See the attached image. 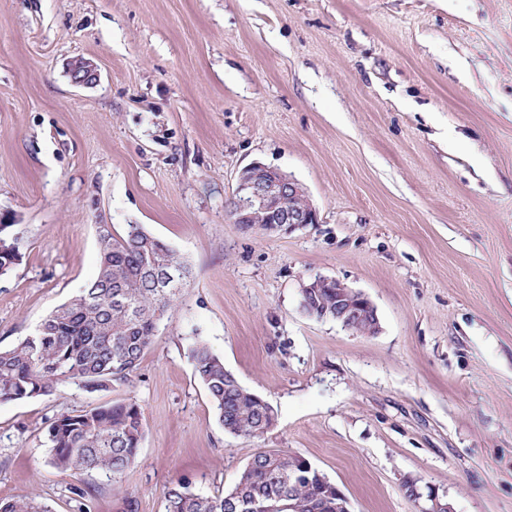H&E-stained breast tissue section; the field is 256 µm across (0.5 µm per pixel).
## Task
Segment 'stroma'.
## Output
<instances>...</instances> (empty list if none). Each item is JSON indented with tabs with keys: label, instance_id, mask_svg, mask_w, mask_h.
Masks as SVG:
<instances>
[{
	"label": "stroma",
	"instance_id": "35a3bbf8",
	"mask_svg": "<svg viewBox=\"0 0 512 512\" xmlns=\"http://www.w3.org/2000/svg\"><path fill=\"white\" fill-rule=\"evenodd\" d=\"M93 83L74 84L73 60ZM297 180L315 224H237L243 168ZM0 348L99 269L98 227L142 224L191 266L128 380L0 402V499L165 512L296 453L350 512H512V0H0ZM364 293L377 335L307 314L302 283ZM272 408L225 432L188 349ZM136 402L120 477L51 466L57 418ZM13 225L0 224V241L4 243V251L0 250V275L6 274L20 260L17 238L11 234ZM405 487L408 497L415 502L413 499L414 490L419 509L418 512H454L448 500H446L444 496H440L437 491L430 487H428V493L426 495L419 494L415 485L412 489L408 480L405 482ZM420 501L422 503H420Z\"/></svg>",
	"mask_w": 512,
	"mask_h": 512
}]
</instances>
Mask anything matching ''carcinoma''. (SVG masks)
Wrapping results in <instances>:
<instances>
[{"label": "carcinoma", "instance_id": "cac0c4a2", "mask_svg": "<svg viewBox=\"0 0 512 512\" xmlns=\"http://www.w3.org/2000/svg\"><path fill=\"white\" fill-rule=\"evenodd\" d=\"M11 228L0 224V275L20 260ZM175 267L186 284L187 263L145 225L127 224L118 237L105 231L97 278L52 310L33 335L0 350V401L48 396L65 384L101 391L128 379L179 292L163 287L166 271ZM190 356L226 432L256 437L270 429L269 404L243 387L220 356L200 342ZM142 437L143 415L135 402L80 410L49 426L50 462L76 475L99 472L114 479L136 462ZM305 463L297 454L260 451L223 494L203 496L184 483L171 487L165 512H254L258 504L288 512L290 502L293 512H336V489L317 476V468L298 484L289 480ZM0 512L50 510L34 496H21L1 499Z\"/></svg>", "mask_w": 512, "mask_h": 512}]
</instances>
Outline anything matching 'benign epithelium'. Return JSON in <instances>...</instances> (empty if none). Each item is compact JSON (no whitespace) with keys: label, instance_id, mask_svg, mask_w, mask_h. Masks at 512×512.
Instances as JSON below:
<instances>
[{"label":"benign epithelium","instance_id":"7a95c632","mask_svg":"<svg viewBox=\"0 0 512 512\" xmlns=\"http://www.w3.org/2000/svg\"><path fill=\"white\" fill-rule=\"evenodd\" d=\"M74 82L89 84L96 79L92 65L78 58L70 65ZM231 215L236 224H316L318 216L304 188L276 169L255 163L245 168L234 191ZM318 288L336 289L334 320L348 330L359 329L366 336L379 331L377 310L362 292L337 279L318 276L302 285V292ZM418 512H453L445 497L433 489L415 494Z\"/></svg>","mask_w":512,"mask_h":512}]
</instances>
